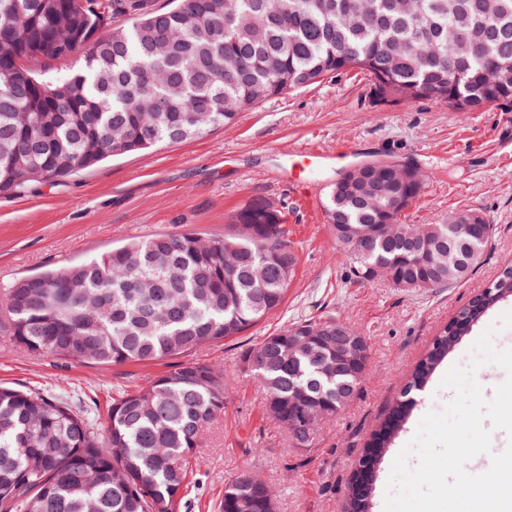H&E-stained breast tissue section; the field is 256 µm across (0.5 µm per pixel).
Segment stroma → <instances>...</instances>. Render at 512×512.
I'll list each match as a JSON object with an SVG mask.
<instances>
[{
	"label": "stroma",
	"instance_id": "35a3bbf8",
	"mask_svg": "<svg viewBox=\"0 0 512 512\" xmlns=\"http://www.w3.org/2000/svg\"><path fill=\"white\" fill-rule=\"evenodd\" d=\"M370 88L363 73L335 74L269 98L203 137L110 159L21 193L0 192V289L131 239L223 235L235 213L256 198L287 206L297 276L284 304L243 336L191 354L228 376L229 393L221 420L190 464L189 493L176 512H218L225 481L244 470L275 490L278 512H345L352 465L416 363L456 310L512 261V103L479 112H457L433 99L377 105ZM339 148L409 163L423 174L420 195L401 215L404 223L444 224L465 212L486 217L492 239L468 279L433 291L356 281L339 258L324 210L306 208L298 180L273 175L280 151ZM508 311L512 300L497 304L435 371L381 464L373 512H384L393 461L421 418L454 399L441 385L448 367L469 366L475 342L490 327L495 349L512 348V328L498 326ZM329 318L366 336L369 374L349 406L300 449L267 416L263 389L244 370L241 355L284 324ZM167 368L164 361L112 366L22 357L0 336V384L62 399L99 426L117 390L146 387Z\"/></svg>",
	"mask_w": 512,
	"mask_h": 512
}]
</instances>
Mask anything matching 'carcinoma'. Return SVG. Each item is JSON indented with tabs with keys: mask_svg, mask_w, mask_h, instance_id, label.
Masks as SVG:
<instances>
[{
	"mask_svg": "<svg viewBox=\"0 0 512 512\" xmlns=\"http://www.w3.org/2000/svg\"><path fill=\"white\" fill-rule=\"evenodd\" d=\"M73 59L79 72H40ZM357 69L382 103L419 99L478 112L512 100V0H0V191L54 183L100 161L199 138L263 101ZM423 174L344 172L324 205L340 253L360 281L381 267L396 288L464 280L492 232L453 238L446 224H403ZM285 207L255 199L222 236L157 235L16 281L0 296V335L24 356L90 365L180 359L147 387L112 397L106 425L60 400L0 385V512H175L187 466L223 413L224 375L182 357L244 334L280 309L296 276ZM476 295L436 336L358 462L347 512H370L384 448L451 349L500 300ZM360 341L359 362L323 373L336 352L295 336ZM367 338L346 322H293L242 361L267 414L301 423L334 418L369 371ZM302 389L303 398L292 394ZM220 512H277L270 486L242 471L224 483Z\"/></svg>",
	"mask_w": 512,
	"mask_h": 512,
	"instance_id": "obj_1",
	"label": "carcinoma"
}]
</instances>
